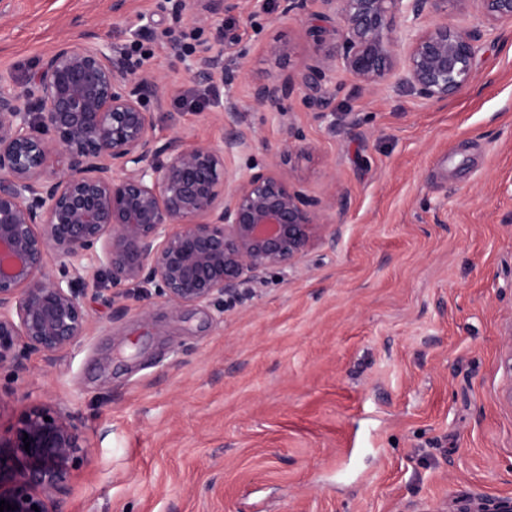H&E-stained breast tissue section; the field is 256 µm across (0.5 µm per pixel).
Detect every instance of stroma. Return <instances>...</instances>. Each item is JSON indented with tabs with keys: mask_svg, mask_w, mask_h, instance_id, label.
<instances>
[{
	"mask_svg": "<svg viewBox=\"0 0 512 512\" xmlns=\"http://www.w3.org/2000/svg\"><path fill=\"white\" fill-rule=\"evenodd\" d=\"M10 0L0 12V75L23 84L58 44L91 31L138 40L166 91L156 133L220 142L235 100L252 148L228 171L267 168L289 133L283 173L324 202L327 222L295 272L270 271L201 307L135 286L87 294L91 329L23 371H0V430L30 405L71 412L90 453L76 461L64 512H457L512 499V407L501 358L512 345V21L449 7L476 31L475 80L438 103L393 79L361 85L330 64L318 102L296 91L282 113L250 86L280 74L265 53L311 63L317 0L281 15H224L217 28L171 0ZM185 52L224 51L223 82L194 88Z\"/></svg>",
	"mask_w": 512,
	"mask_h": 512,
	"instance_id": "1",
	"label": "stroma"
}]
</instances>
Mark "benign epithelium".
Here are the masks:
<instances>
[{
	"label": "benign epithelium",
	"mask_w": 512,
	"mask_h": 512,
	"mask_svg": "<svg viewBox=\"0 0 512 512\" xmlns=\"http://www.w3.org/2000/svg\"><path fill=\"white\" fill-rule=\"evenodd\" d=\"M312 63L251 86L249 101L282 112L296 89L317 99L339 58L364 86L402 74L416 93L442 101L475 78L478 36L446 20L416 29L404 54L393 20L417 24L478 5L484 21L512 20V0H318ZM255 0H185L196 20L245 13ZM201 85L224 80L222 53L199 46L190 65ZM162 86L92 33L49 51L31 82L0 76V369H24L22 350L50 358L87 335L82 280L98 291L141 283L175 306L198 307L257 283L271 269L293 272L324 225L321 202L269 169L228 173L224 157L250 139L229 128L219 145L159 143L154 113ZM55 252L62 264L46 271ZM30 450H25L23 438ZM89 444L71 416L48 405L22 412L0 439V500L13 512H60L75 462ZM37 509H32V506ZM458 512H512V501L470 503Z\"/></svg>",
	"instance_id": "benign-epithelium-1"
}]
</instances>
